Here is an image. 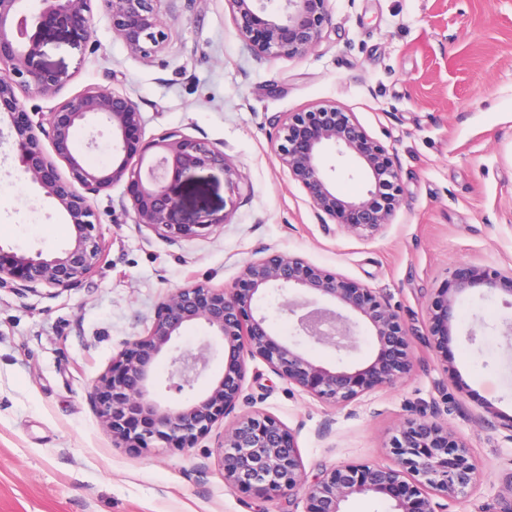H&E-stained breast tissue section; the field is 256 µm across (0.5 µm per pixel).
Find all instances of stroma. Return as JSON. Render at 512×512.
<instances>
[{"label": "stroma", "instance_id": "35a3bbf8", "mask_svg": "<svg viewBox=\"0 0 512 512\" xmlns=\"http://www.w3.org/2000/svg\"><path fill=\"white\" fill-rule=\"evenodd\" d=\"M93 34L57 26L34 68L65 72L55 97L23 88L27 112L96 87L129 94L142 137L169 132L222 145L221 172L176 188L173 222L206 235L169 242L123 214L125 184L92 199L105 256L81 287L18 296L0 288V512H305L303 496L266 501L229 486L216 422L196 447L117 448L89 397L128 341L144 336L160 300L204 283L232 285L250 261L298 256L378 292L409 330L413 369L346 406L321 402L247 361V407L296 433L308 476L348 464H392L405 419L433 417L468 447L477 478L448 512H500L512 500V295L477 286L459 304L447 349L432 316L459 268L512 271V0H330L312 50L258 60L227 0H161L168 39L151 57L112 31L103 0ZM333 105L393 151L403 203L382 231L320 223L281 165L273 116ZM15 130L0 120V248L59 250L69 216L18 170ZM327 437H319L324 422Z\"/></svg>", "mask_w": 512, "mask_h": 512}]
</instances>
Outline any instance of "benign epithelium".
I'll use <instances>...</instances> for the list:
<instances>
[{
    "mask_svg": "<svg viewBox=\"0 0 512 512\" xmlns=\"http://www.w3.org/2000/svg\"><path fill=\"white\" fill-rule=\"evenodd\" d=\"M23 0H0V103L14 110L13 142L20 172L56 201L71 218L73 233L58 253L38 249L6 253L0 248V288L23 297L47 286L58 293L72 290L92 275L104 256L101 224L91 197L126 183L134 223L171 242L204 235L208 224L170 221L172 192L193 179L200 168L224 174L235 193L236 171L224 149L204 140L165 133L141 138L142 113L126 93L87 88L50 112H26L15 88L55 96L66 81L62 73L29 67L39 53L42 32L53 23L76 37L92 34V0H41L43 8L29 32ZM112 31L131 53L149 56L168 38L159 19L160 0H104ZM235 28L259 59L292 57L315 48L331 21L329 0H284L277 15L265 0H227ZM102 119L112 132V165L96 168L76 148V130ZM278 155L292 179L301 184L321 223L332 222L352 233L376 232L389 223L402 202L399 170L393 154L373 139L346 112L321 107L290 112L273 119ZM47 140L52 152L44 150ZM351 157L365 176L359 195L340 192L323 167L326 146ZM66 164L69 177L58 172ZM477 285L512 296V273L494 276L465 269L453 291H444L434 317L436 344L448 347L457 320L458 296ZM273 293L282 297L278 309L290 314L300 304L315 309L298 318L307 340L336 352L357 348L360 328L377 347L360 369L330 366L311 356L298 342H280L271 335L268 316L255 302ZM205 324L224 348V372L210 379L206 391L190 401L164 402L156 395L157 361L169 357L168 390L193 388L208 370L211 344L194 350L174 345L182 328ZM408 329L398 314L372 289L305 260L272 253L248 263L230 287L197 283L177 288L157 305L147 334L119 351L112 368L101 375L90 395L93 410L119 448L148 449L158 443L192 448L217 421L235 416L218 447L224 480L270 500L303 493L305 512H346L359 495L382 494L395 501L393 512H448V502L465 494L475 482L476 463L448 428L421 415L408 420L392 439L394 466L350 464L325 470L308 479L295 433L258 411L236 414L240 407L245 362L260 358L271 372L311 395L343 405L376 386H391L410 375Z\"/></svg>",
    "mask_w": 512,
    "mask_h": 512,
    "instance_id": "7a95c632",
    "label": "benign epithelium"
}]
</instances>
